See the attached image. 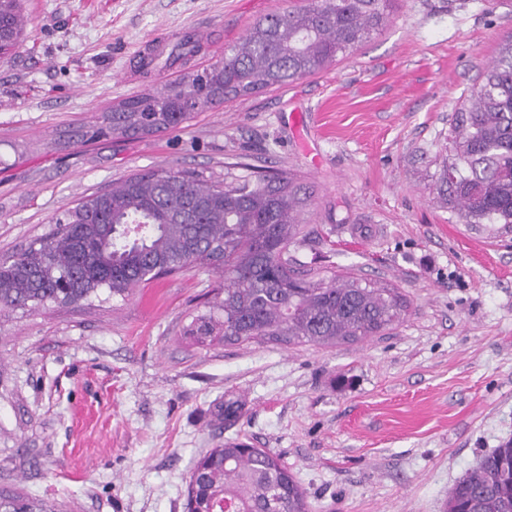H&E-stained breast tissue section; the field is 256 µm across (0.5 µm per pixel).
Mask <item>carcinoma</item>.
<instances>
[{"label": "carcinoma", "mask_w": 512, "mask_h": 512, "mask_svg": "<svg viewBox=\"0 0 512 512\" xmlns=\"http://www.w3.org/2000/svg\"><path fill=\"white\" fill-rule=\"evenodd\" d=\"M391 0H308L256 21L224 58L152 93L119 101L74 136H149L183 127L224 101L322 72L378 33ZM22 0H0V57L23 44ZM434 199L459 224L512 227V36L455 110ZM224 180L148 171L79 200L55 228L0 260V306L72 304L106 289L127 297L142 285L212 262L224 297L197 315L198 344L258 341L314 346L356 342L398 324L406 302L393 289L346 273L306 269L290 247L305 240L312 192L294 174L259 175L237 161ZM187 512H310L307 495L278 458L227 440L194 463ZM0 512H54L0 493ZM446 512H512V443L483 458L448 493Z\"/></svg>", "instance_id": "cac0c4a2"}]
</instances>
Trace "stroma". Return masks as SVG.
Listing matches in <instances>:
<instances>
[{"instance_id": "obj_1", "label": "stroma", "mask_w": 512, "mask_h": 512, "mask_svg": "<svg viewBox=\"0 0 512 512\" xmlns=\"http://www.w3.org/2000/svg\"><path fill=\"white\" fill-rule=\"evenodd\" d=\"M303 0H24L0 58V258L76 201L145 170L224 174L245 157L313 192L306 265L394 288L395 329L336 346L184 334L224 284L198 264L136 288L0 311V490L61 512H186L194 461L238 439L278 457L312 512H445L512 441V230L457 223L429 187L448 120L512 35V6L393 0L354 54L146 137L69 139L118 100L220 60ZM203 26L184 65L170 49ZM164 33L151 59L136 56ZM242 414L225 419L224 406Z\"/></svg>"}]
</instances>
